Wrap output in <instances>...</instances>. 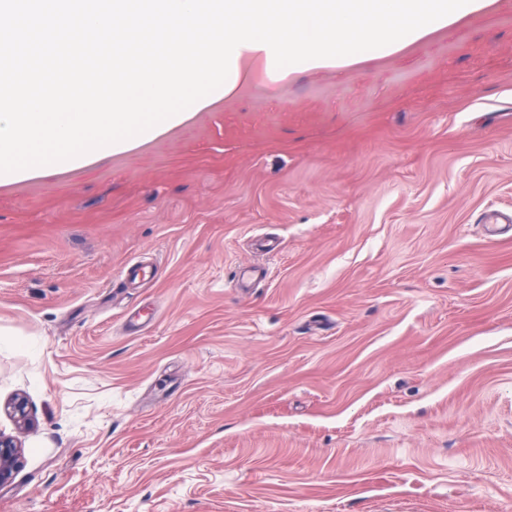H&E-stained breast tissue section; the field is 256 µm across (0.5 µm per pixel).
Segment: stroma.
<instances>
[{
    "instance_id": "1",
    "label": "stroma",
    "mask_w": 512,
    "mask_h": 512,
    "mask_svg": "<svg viewBox=\"0 0 512 512\" xmlns=\"http://www.w3.org/2000/svg\"><path fill=\"white\" fill-rule=\"evenodd\" d=\"M244 70L0 185V512H512V232L481 222L512 212V0ZM6 411L20 428H26L31 423V411L27 399L22 395H14L5 405ZM22 463V443L14 436L0 433V486L13 479Z\"/></svg>"
}]
</instances>
